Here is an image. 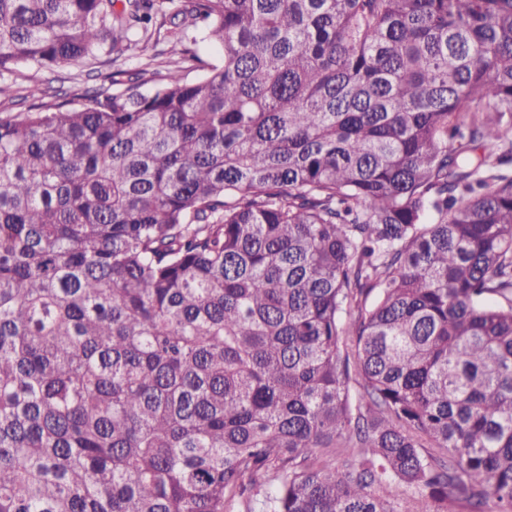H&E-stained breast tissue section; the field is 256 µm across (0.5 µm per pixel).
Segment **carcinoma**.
<instances>
[{"label": "carcinoma", "mask_w": 512, "mask_h": 512, "mask_svg": "<svg viewBox=\"0 0 512 512\" xmlns=\"http://www.w3.org/2000/svg\"><path fill=\"white\" fill-rule=\"evenodd\" d=\"M152 39L0 117V512H512V0H0Z\"/></svg>", "instance_id": "obj_1"}]
</instances>
